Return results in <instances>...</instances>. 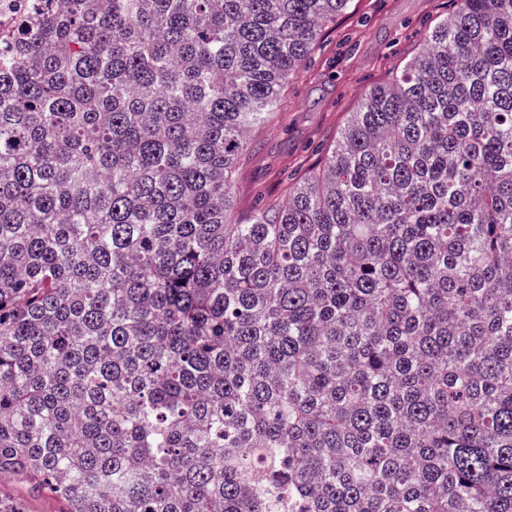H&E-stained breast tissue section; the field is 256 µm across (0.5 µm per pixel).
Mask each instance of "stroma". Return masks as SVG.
<instances>
[{
  "label": "stroma",
  "mask_w": 512,
  "mask_h": 512,
  "mask_svg": "<svg viewBox=\"0 0 512 512\" xmlns=\"http://www.w3.org/2000/svg\"><path fill=\"white\" fill-rule=\"evenodd\" d=\"M454 0H354L327 25L305 66L285 85L235 172L234 214L246 220L285 203L289 190L318 170L365 95L388 82Z\"/></svg>",
  "instance_id": "stroma-1"
}]
</instances>
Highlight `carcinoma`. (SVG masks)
I'll return each mask as SVG.
<instances>
[{
    "label": "carcinoma",
    "mask_w": 512,
    "mask_h": 512,
    "mask_svg": "<svg viewBox=\"0 0 512 512\" xmlns=\"http://www.w3.org/2000/svg\"><path fill=\"white\" fill-rule=\"evenodd\" d=\"M56 2L0 54V477L512 512V0H457L243 222L250 130L352 0Z\"/></svg>",
    "instance_id": "carcinoma-1"
}]
</instances>
